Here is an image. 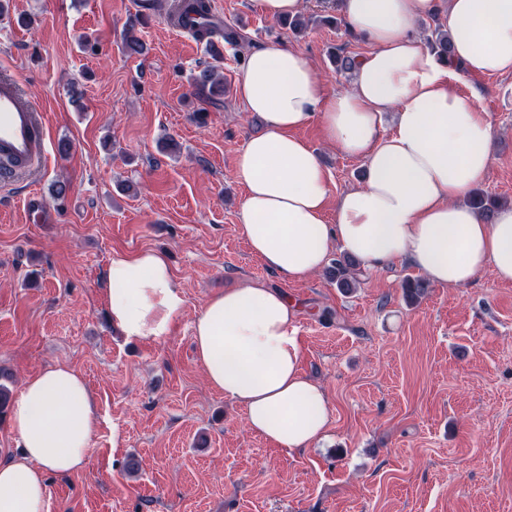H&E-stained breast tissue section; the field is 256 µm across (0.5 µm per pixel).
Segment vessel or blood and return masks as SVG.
Listing matches in <instances>:
<instances>
[{
	"label": "vessel or blood",
	"instance_id": "b4317fda",
	"mask_svg": "<svg viewBox=\"0 0 512 512\" xmlns=\"http://www.w3.org/2000/svg\"><path fill=\"white\" fill-rule=\"evenodd\" d=\"M47 154V133L40 108L27 97L19 79L0 76V179L36 168Z\"/></svg>",
	"mask_w": 512,
	"mask_h": 512
}]
</instances>
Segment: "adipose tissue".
I'll return each instance as SVG.
<instances>
[{
	"label": "adipose tissue",
	"instance_id": "obj_1",
	"mask_svg": "<svg viewBox=\"0 0 512 512\" xmlns=\"http://www.w3.org/2000/svg\"><path fill=\"white\" fill-rule=\"evenodd\" d=\"M336 9L372 46L351 89L326 96L306 57L283 41L253 51L238 76L246 110L263 121L235 162L246 188L240 236L289 283L322 270L335 249L369 270L408 259L439 286L467 287L486 270L512 282V208L487 220L465 201L491 163L493 125L451 75L456 66L512 72V0H336ZM437 14L451 40L447 59L415 34ZM315 121L327 142L364 160L362 186L331 196L319 154L298 135ZM103 279L109 321L125 336L163 338L183 308L159 252L114 254ZM297 314L284 292L251 283L210 295L193 322L209 385L243 407L253 432L288 451L319 443L329 423L325 391L300 369ZM96 423L76 370L29 377L11 408L22 451L0 462V512H48V473L83 466Z\"/></svg>",
	"mask_w": 512,
	"mask_h": 512
}]
</instances>
